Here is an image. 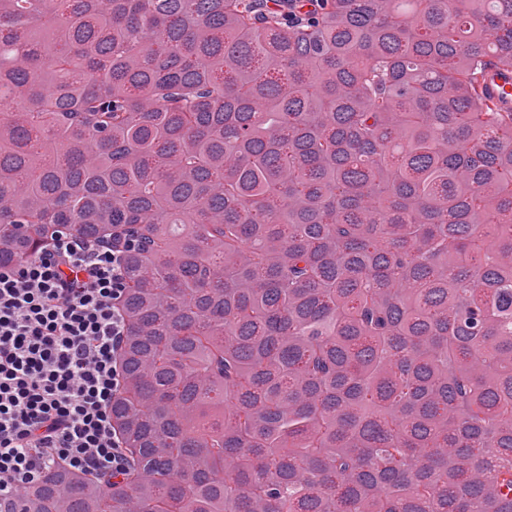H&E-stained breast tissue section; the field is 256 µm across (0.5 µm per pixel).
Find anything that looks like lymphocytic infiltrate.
<instances>
[{"mask_svg":"<svg viewBox=\"0 0 512 512\" xmlns=\"http://www.w3.org/2000/svg\"><path fill=\"white\" fill-rule=\"evenodd\" d=\"M137 244L62 225L35 256L0 266V512L53 465L128 471L112 405L124 390L125 256Z\"/></svg>","mask_w":512,"mask_h":512,"instance_id":"f902f5d3","label":"lymphocytic infiltrate"}]
</instances>
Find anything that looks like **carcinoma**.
<instances>
[{
	"label": "carcinoma",
	"mask_w": 512,
	"mask_h": 512,
	"mask_svg": "<svg viewBox=\"0 0 512 512\" xmlns=\"http://www.w3.org/2000/svg\"><path fill=\"white\" fill-rule=\"evenodd\" d=\"M0 0V264L126 255L120 480L16 512H512V0ZM489 88L504 109H512V72L496 74L489 82Z\"/></svg>",
	"instance_id": "obj_1"
}]
</instances>
